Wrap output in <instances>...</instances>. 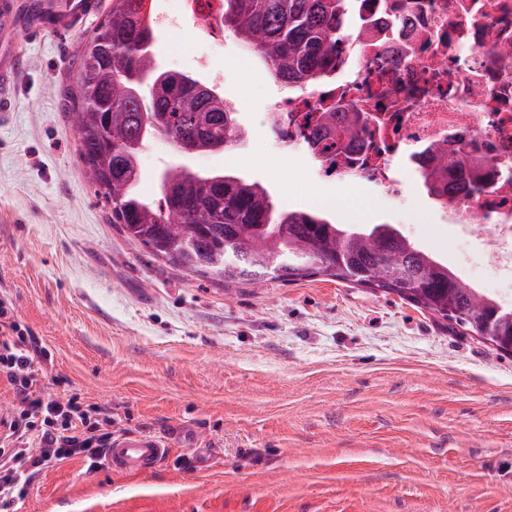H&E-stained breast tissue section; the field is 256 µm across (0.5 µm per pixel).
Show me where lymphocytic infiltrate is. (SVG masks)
<instances>
[{
    "instance_id": "obj_1",
    "label": "lymphocytic infiltrate",
    "mask_w": 512,
    "mask_h": 512,
    "mask_svg": "<svg viewBox=\"0 0 512 512\" xmlns=\"http://www.w3.org/2000/svg\"><path fill=\"white\" fill-rule=\"evenodd\" d=\"M46 356L39 340L21 329L10 305L0 299V378L6 379L15 403L8 425L12 443L0 447L1 498L66 459L100 458L112 439L111 433L102 432L101 422H89L77 398L61 401L39 392L34 361ZM31 433L40 445L35 454L24 446Z\"/></svg>"
}]
</instances>
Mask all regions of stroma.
<instances>
[{"instance_id": "obj_1", "label": "stroma", "mask_w": 512, "mask_h": 512, "mask_svg": "<svg viewBox=\"0 0 512 512\" xmlns=\"http://www.w3.org/2000/svg\"><path fill=\"white\" fill-rule=\"evenodd\" d=\"M108 8L99 0L67 40L22 44L15 109L0 125V297L49 352L41 392L110 416L112 434L180 447L141 475L73 457L0 512H512V354L348 281H192L113 224L83 176L68 101ZM243 51L228 32L209 56L189 23L158 34L161 67L239 101L246 137L193 156L150 141L143 192L182 164L260 181L280 208L345 194L337 223L399 225L453 262L416 192L301 179V148L266 141L277 84Z\"/></svg>"}]
</instances>
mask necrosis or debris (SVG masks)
I'll list each match as a JSON object with an SVG mask.
<instances>
[{
	"mask_svg": "<svg viewBox=\"0 0 512 512\" xmlns=\"http://www.w3.org/2000/svg\"><path fill=\"white\" fill-rule=\"evenodd\" d=\"M223 0H179L156 10L165 29L204 22L207 45L224 44ZM360 35L347 41L332 75L289 86L265 115L273 144L300 145L308 166L342 185L375 186L403 195L401 152L447 139L481 174L464 170L450 198L427 195L455 240L462 265L488 259L512 281V0H359ZM328 109L369 119L363 144L323 158L304 135Z\"/></svg>",
	"mask_w": 512,
	"mask_h": 512,
	"instance_id": "obj_1",
	"label": "necrosis or debris"
}]
</instances>
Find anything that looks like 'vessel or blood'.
Masks as SVG:
<instances>
[{"instance_id":"obj_1","label":"vessel or blood","mask_w":512,"mask_h":512,"mask_svg":"<svg viewBox=\"0 0 512 512\" xmlns=\"http://www.w3.org/2000/svg\"><path fill=\"white\" fill-rule=\"evenodd\" d=\"M29 0H0V114L9 115L16 102V74L20 64L18 38L34 40L46 31L66 36L91 9L90 0H71L66 14L54 24L29 18ZM171 439L151 435H122L112 440L104 452L111 469L126 474H141L168 455Z\"/></svg>"}]
</instances>
